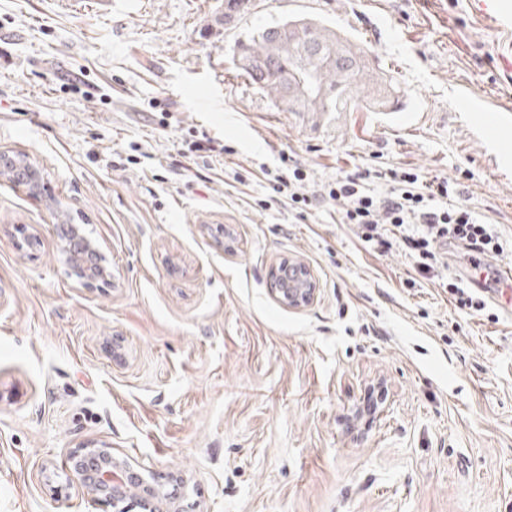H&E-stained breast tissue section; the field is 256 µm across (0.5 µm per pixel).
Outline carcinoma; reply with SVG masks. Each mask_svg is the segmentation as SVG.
Listing matches in <instances>:
<instances>
[{
	"instance_id": "carcinoma-1",
	"label": "carcinoma",
	"mask_w": 512,
	"mask_h": 512,
	"mask_svg": "<svg viewBox=\"0 0 512 512\" xmlns=\"http://www.w3.org/2000/svg\"><path fill=\"white\" fill-rule=\"evenodd\" d=\"M301 21L291 17L273 25L263 26L256 35L238 44L242 59L271 62L276 73L258 74L253 68L236 66L260 92L283 112H390L399 101L398 87L392 78L376 69L359 44L336 32L322 20H317L313 40L321 46V54L310 53L293 30ZM285 33L272 37L271 29ZM293 74L310 78L324 92L300 99L284 98L282 80Z\"/></svg>"
}]
</instances>
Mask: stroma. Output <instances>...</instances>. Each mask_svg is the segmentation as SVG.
I'll return each instance as SVG.
<instances>
[{"mask_svg":"<svg viewBox=\"0 0 512 512\" xmlns=\"http://www.w3.org/2000/svg\"><path fill=\"white\" fill-rule=\"evenodd\" d=\"M223 7L0 0V152L41 182L0 179V512H110L65 470L82 446L166 477L184 512H512V287L486 314L406 287L401 248L321 198L357 165L448 180L503 241L486 264L512 265V38L474 0H254L226 28ZM291 15L367 46L402 108L278 111L232 59ZM484 106L507 113L489 136ZM206 138L222 153H188ZM288 159L309 208L272 189ZM57 224L110 279L76 281ZM286 259L308 307L269 292ZM271 293L288 308H303L315 298L310 274L302 263L286 262L276 267L271 276Z\"/></svg>","mask_w":512,"mask_h":512,"instance_id":"35a3bbf8","label":"stroma"}]
</instances>
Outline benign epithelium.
I'll return each instance as SVG.
<instances>
[{"label": "benign epithelium", "instance_id": "obj_1", "mask_svg": "<svg viewBox=\"0 0 512 512\" xmlns=\"http://www.w3.org/2000/svg\"><path fill=\"white\" fill-rule=\"evenodd\" d=\"M63 241L62 252L70 261L72 275L83 284L107 277L105 256L99 247L69 224L54 225ZM271 293L288 308H303L315 298L310 274L299 262L276 267L271 276ZM75 473L91 498L112 507V512H181L177 498L157 479L146 478L126 462H118L106 448H81L69 456Z\"/></svg>", "mask_w": 512, "mask_h": 512}]
</instances>
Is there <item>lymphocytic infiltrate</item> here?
<instances>
[{
	"label": "lymphocytic infiltrate",
	"mask_w": 512,
	"mask_h": 512,
	"mask_svg": "<svg viewBox=\"0 0 512 512\" xmlns=\"http://www.w3.org/2000/svg\"><path fill=\"white\" fill-rule=\"evenodd\" d=\"M371 178L369 170H356L331 183L327 197L340 203L341 223L355 226L358 238L375 252L401 247L413 270L422 275L447 268L442 248L450 242L476 260L502 252L492 225L468 205L451 203L453 190L447 180H423L405 171L394 175L389 193L380 195ZM440 199L447 200V207H437Z\"/></svg>",
	"instance_id": "obj_1"
}]
</instances>
